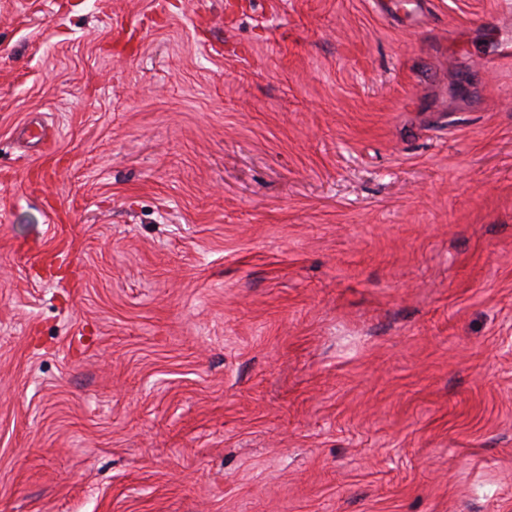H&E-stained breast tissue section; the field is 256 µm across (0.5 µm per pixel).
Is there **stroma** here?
<instances>
[{"label":"stroma","mask_w":512,"mask_h":512,"mask_svg":"<svg viewBox=\"0 0 512 512\" xmlns=\"http://www.w3.org/2000/svg\"><path fill=\"white\" fill-rule=\"evenodd\" d=\"M419 2L0 0V512H512V0Z\"/></svg>","instance_id":"1"}]
</instances>
